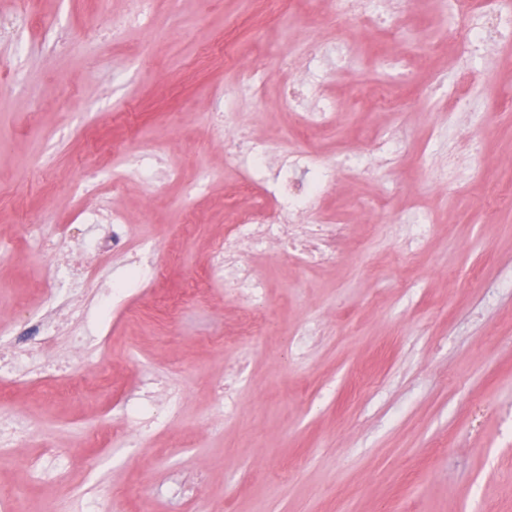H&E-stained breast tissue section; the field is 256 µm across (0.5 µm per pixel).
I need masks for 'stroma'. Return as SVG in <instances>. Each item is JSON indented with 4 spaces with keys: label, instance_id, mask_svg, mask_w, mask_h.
<instances>
[{
    "label": "stroma",
    "instance_id": "35a3bbf8",
    "mask_svg": "<svg viewBox=\"0 0 512 512\" xmlns=\"http://www.w3.org/2000/svg\"><path fill=\"white\" fill-rule=\"evenodd\" d=\"M26 7L39 23L26 50L0 43V245L17 255L0 265V316L14 328V345L23 344L19 310L43 306L54 285L30 226L46 237L74 223L72 186L90 163L111 186L123 141L164 144L180 174L160 186L129 182L117 200L155 257L173 253L178 262L163 283L134 291L105 338L83 353L71 339L84 322H64L46 345L53 364L90 356L111 391L78 368L50 390L0 378V418L38 427L22 452L0 457V497L13 499L16 512H69L76 497L112 512L99 498L107 488L123 496L125 512H512V43L475 67L449 66L451 5L427 0L404 28L420 57L400 77L380 63L390 48L372 33L337 34L334 0L311 8L328 26L318 57L305 52L298 10L256 23L245 38L252 0H156L119 47L59 53L43 47L42 34H81L94 19L91 0H0V13ZM287 53L297 58L295 82L339 106L334 128L301 132L282 110L278 62ZM255 61L257 100L240 94L238 77ZM386 81L408 150L394 173L357 175L341 167V155L384 123L372 90ZM462 95L475 113L460 114L451 138L431 140ZM219 107L226 124L318 154L330 174L323 206L352 225L336 265L301 267L276 249L253 258L271 326L261 341L232 350L210 339L237 333L251 312L223 284L214 283L205 305L168 310L187 281L208 273L210 245L235 208L263 199L259 188L241 195L224 164L207 121ZM476 113L486 175L462 166L457 184L436 180L434 168L469 138ZM205 172L212 178L192 201L188 233L182 189ZM411 196L432 221L406 259L399 239L415 220ZM355 200L366 209H352ZM307 324L316 335L300 359L285 362L286 335ZM148 376L157 395L174 389L181 400L166 427L133 447L123 414ZM225 380L239 400L229 420L215 391ZM99 423L105 439L80 447L83 431Z\"/></svg>",
    "mask_w": 512,
    "mask_h": 512
}]
</instances>
